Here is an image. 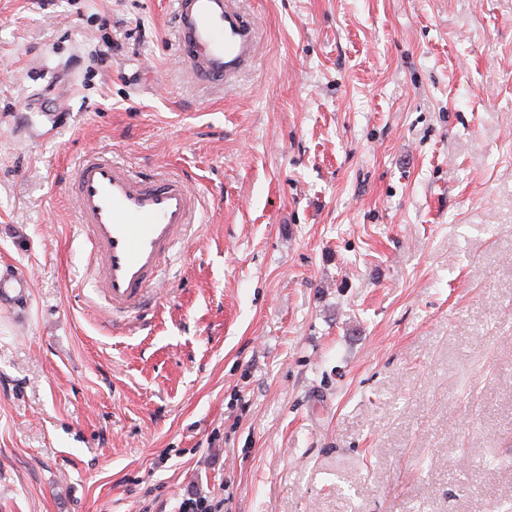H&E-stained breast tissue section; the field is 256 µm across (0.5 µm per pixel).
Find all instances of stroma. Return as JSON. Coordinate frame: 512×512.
Masks as SVG:
<instances>
[{
  "instance_id": "stroma-1",
  "label": "stroma",
  "mask_w": 512,
  "mask_h": 512,
  "mask_svg": "<svg viewBox=\"0 0 512 512\" xmlns=\"http://www.w3.org/2000/svg\"><path fill=\"white\" fill-rule=\"evenodd\" d=\"M230 89L173 0H0V512L512 502V0H238ZM102 151L199 198L110 330L65 192ZM179 57L201 84L224 88L255 64L259 43L254 25L235 0H174ZM29 281L21 268H0V305L25 309L29 302Z\"/></svg>"
}]
</instances>
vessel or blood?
Here are the masks:
<instances>
[{"label": "vessel or blood", "instance_id": "1", "mask_svg": "<svg viewBox=\"0 0 512 512\" xmlns=\"http://www.w3.org/2000/svg\"><path fill=\"white\" fill-rule=\"evenodd\" d=\"M179 56L201 84L224 87L255 64L259 43L235 0H174ZM70 200L90 243L93 290L106 303L109 326L146 308L148 288L184 239L199 204L175 177H141L103 156L84 159ZM29 281L21 268L0 269V305L26 308Z\"/></svg>", "mask_w": 512, "mask_h": 512}]
</instances>
